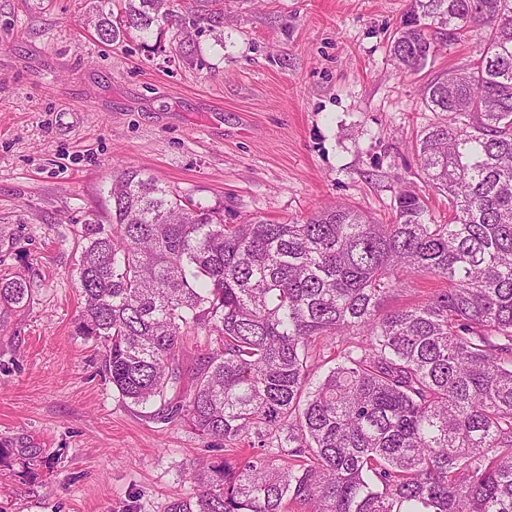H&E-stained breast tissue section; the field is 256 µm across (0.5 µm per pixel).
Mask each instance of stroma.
I'll list each match as a JSON object with an SVG mask.
<instances>
[{"label": "stroma", "mask_w": 512, "mask_h": 512, "mask_svg": "<svg viewBox=\"0 0 512 512\" xmlns=\"http://www.w3.org/2000/svg\"><path fill=\"white\" fill-rule=\"evenodd\" d=\"M97 0H0V275L37 274L0 313V447L51 462L0 468L5 512H171L213 444L112 388L81 313L75 226L108 220L112 171L134 168L224 221L303 222L344 203L380 222L399 188L437 221L448 201L417 165L440 113L423 86L479 58L482 32L416 73L389 39L410 0H224L223 41L106 44ZM13 458V459H11ZM19 461L21 465V476L23 478H34L38 475V470L43 466H47V461L37 455V451L33 452L31 448H0V464L9 466V463Z\"/></svg>", "instance_id": "35a3bbf8"}]
</instances>
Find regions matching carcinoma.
<instances>
[{"instance_id": "1", "label": "carcinoma", "mask_w": 512, "mask_h": 512, "mask_svg": "<svg viewBox=\"0 0 512 512\" xmlns=\"http://www.w3.org/2000/svg\"><path fill=\"white\" fill-rule=\"evenodd\" d=\"M99 38L175 22L190 40L223 0H100ZM485 32L479 59L442 73L424 104L444 121L417 141L421 171L448 198L434 224L401 189L380 224L348 205L302 223L182 200L140 170L113 172L109 223L77 226L79 335L136 406L159 404L214 443L254 440L241 462L189 473L195 512H512V0H411L390 54L422 69L439 45ZM447 284L381 312L414 273ZM34 280L0 278V308ZM213 336L183 378L184 339ZM336 344V355L325 348ZM34 478L47 461L0 448Z\"/></svg>"}]
</instances>
